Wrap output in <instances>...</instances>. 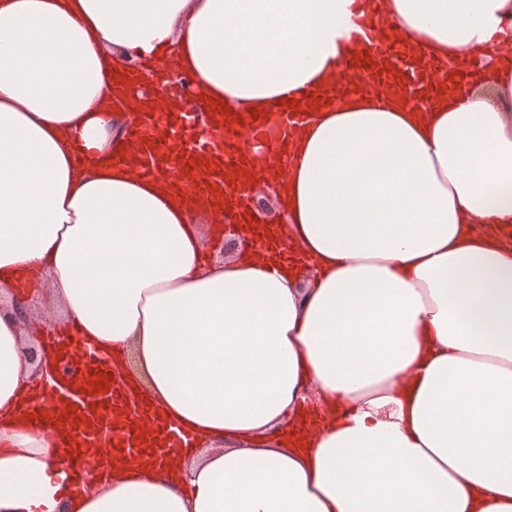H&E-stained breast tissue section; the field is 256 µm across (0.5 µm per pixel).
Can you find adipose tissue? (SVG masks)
I'll return each instance as SVG.
<instances>
[{"mask_svg":"<svg viewBox=\"0 0 512 512\" xmlns=\"http://www.w3.org/2000/svg\"><path fill=\"white\" fill-rule=\"evenodd\" d=\"M408 96L347 68L359 0H0V512H512V0H380ZM175 58L200 112L278 122L250 152L285 220L215 260L166 177L134 176L120 89ZM472 69L459 75V61ZM190 447L46 438L23 285ZM284 134L277 144V148L284 156L290 152L293 141L297 139L304 131L307 123L305 112H299L293 109H287L280 118ZM288 131L290 136H288Z\"/></svg>","mask_w":512,"mask_h":512,"instance_id":"ef3b65f1","label":"adipose tissue"}]
</instances>
